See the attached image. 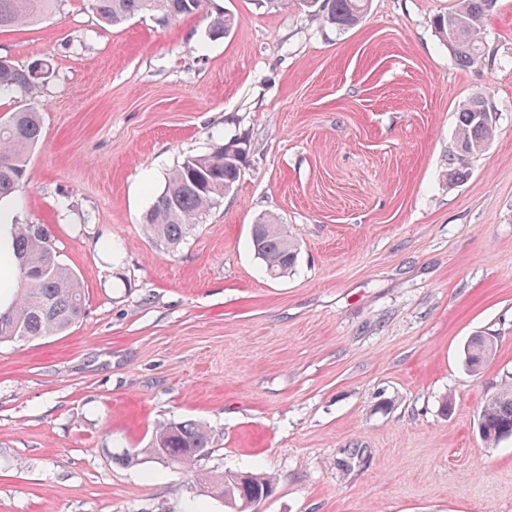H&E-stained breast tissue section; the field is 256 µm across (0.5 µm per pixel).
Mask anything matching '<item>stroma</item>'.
Returning <instances> with one entry per match:
<instances>
[{"instance_id": "stroma-1", "label": "stroma", "mask_w": 512, "mask_h": 512, "mask_svg": "<svg viewBox=\"0 0 512 512\" xmlns=\"http://www.w3.org/2000/svg\"><path fill=\"white\" fill-rule=\"evenodd\" d=\"M455 4L370 0L340 31L210 0L235 18L214 37L207 13L103 27L62 0L0 32V56L54 67L17 220L85 293L68 331L0 344V512H227L203 478L229 470L275 477L256 512H512V439L477 429L512 384V0L471 68L432 26ZM478 92L495 136L452 183ZM239 137L233 190L178 251L149 240L168 174ZM268 215L298 247L278 279L251 246ZM167 421L210 431L194 470L148 454ZM494 342L487 336H475L464 347V363L472 372L483 368L493 352Z\"/></svg>"}]
</instances>
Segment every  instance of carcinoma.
<instances>
[{"label":"carcinoma","instance_id":"carcinoma-1","mask_svg":"<svg viewBox=\"0 0 512 512\" xmlns=\"http://www.w3.org/2000/svg\"><path fill=\"white\" fill-rule=\"evenodd\" d=\"M60 0H0V31L32 25L50 15ZM92 11L106 26H117L144 13L162 22L204 12L207 0H89ZM306 8L322 14L339 30L358 25L368 9V0H300ZM498 0H457L446 14L433 20L436 34L455 60L470 67L481 62L483 21ZM234 19L227 12L211 17L212 32L225 34ZM53 74L47 60H36L26 68L0 56V95L20 96L8 119L0 121V199H14L28 176L27 160L42 134L35 106L39 88ZM492 112L482 96L469 98L457 112V123L448 177L459 181L467 176L469 159L485 151L494 137ZM247 155V140L230 139L212 154L190 156L168 176L164 190L145 215L149 238L169 249L177 248L207 213L224 198L241 176ZM16 249L24 288L15 304L0 312V343L58 335L78 323L84 313V290L77 275L57 256L42 224H19ZM255 255L267 275L277 279L291 270L297 260V245L275 218H262L252 225ZM494 342L475 336L464 347V363L472 372L483 368ZM484 440L496 442L512 437V386H505L485 402L479 419ZM211 447L209 431L194 422L160 425L147 452L174 468L195 465ZM206 481L230 512H238L244 500L270 496L275 479L266 473L228 471Z\"/></svg>","mask_w":512,"mask_h":512}]
</instances>
